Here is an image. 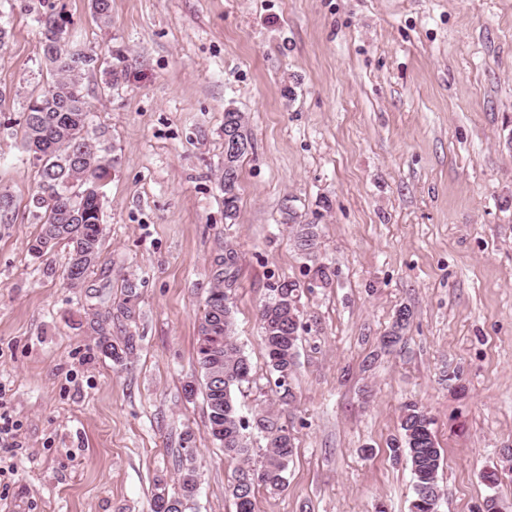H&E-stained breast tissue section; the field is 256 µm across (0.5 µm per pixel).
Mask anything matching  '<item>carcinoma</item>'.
Listing matches in <instances>:
<instances>
[{
  "label": "carcinoma",
  "mask_w": 512,
  "mask_h": 512,
  "mask_svg": "<svg viewBox=\"0 0 512 512\" xmlns=\"http://www.w3.org/2000/svg\"><path fill=\"white\" fill-rule=\"evenodd\" d=\"M93 16L102 26L112 22L110 0H89ZM41 30V66L45 77L38 91L24 105L20 133L23 146L37 167V190L31 202L40 221V231L31 245L41 257L58 245L68 247L66 280L79 288L98 262L101 254L102 188L111 176L112 159L96 134L90 131L91 112L83 94L85 72L98 66L100 55L69 43L65 37L68 20L56 12L37 17ZM224 125L239 129L252 139L243 113L224 112ZM242 157L224 158L219 184L224 194V215L229 222L238 217L239 167ZM286 224L298 249L316 262L315 279L329 281L328 267L318 262L320 248L318 227L298 221L293 211L286 212ZM213 285L205 299L198 321L197 360L201 369L207 406V427L213 441L223 449L224 459L235 465L228 492L236 512H255V494L260 487L270 493L287 487L288 465L294 452V437L281 422L279 412L261 410L249 417L239 411L236 393L250 384L248 357L238 346L232 304L224 298V264L215 260ZM124 298L113 317L135 320L137 283L124 280ZM300 283L284 280L272 288V295L259 309L262 342L273 382L272 391L279 399L293 398L292 380L298 333L301 328ZM410 314L399 309L383 346L392 347L402 339ZM102 350L123 364L135 347L134 336L120 343L104 338ZM400 438L391 444L394 457L405 456L413 478L414 497L410 512H438L436 492L443 490L441 449L436 447L433 419L415 403H407L400 417ZM194 437H181L182 474L179 491L171 494L166 485L155 484L153 512H184L188 501L198 492L192 465Z\"/></svg>",
  "instance_id": "obj_1"
}]
</instances>
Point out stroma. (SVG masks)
I'll return each instance as SVG.
<instances>
[{
    "label": "stroma",
    "instance_id": "stroma-1",
    "mask_svg": "<svg viewBox=\"0 0 512 512\" xmlns=\"http://www.w3.org/2000/svg\"><path fill=\"white\" fill-rule=\"evenodd\" d=\"M70 41L111 52L83 90L113 160L103 246L83 287L66 250L37 258L35 167L15 129L40 76L49 10ZM0 0V512H152L177 492L195 436L187 512H235L233 464L206 428L197 326L215 258L233 255L238 345L252 381L244 415L273 402L258 308L311 265L286 210L318 227L328 284L304 291L294 398L280 405L295 452L285 491L256 512H409L394 460L404 403L434 420L439 512H512V0ZM244 113L255 152L239 212L224 219V112ZM137 285L136 320L101 323ZM412 318L382 348L395 312ZM134 336L117 365L100 338ZM459 380H449V372ZM499 473L496 486L483 474ZM194 437L192 433L186 431L181 437L180 447L184 450L183 454H179V461L182 465V474L179 480V491L169 494L164 483L158 481L155 484V492L153 494L154 510L153 512H184L185 505L188 501L195 498L198 492V481L195 468L192 465ZM185 463V464H184Z\"/></svg>",
    "mask_w": 512,
    "mask_h": 512
}]
</instances>
